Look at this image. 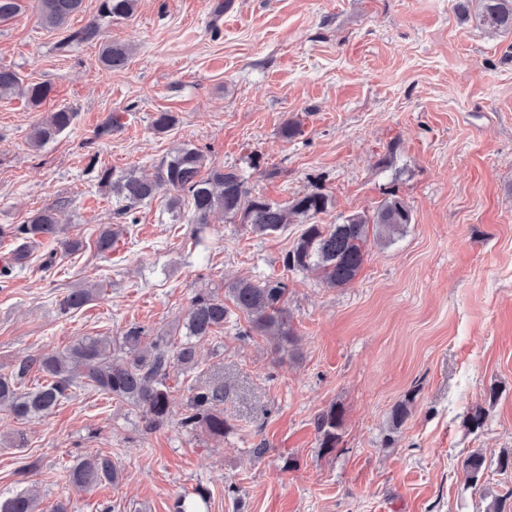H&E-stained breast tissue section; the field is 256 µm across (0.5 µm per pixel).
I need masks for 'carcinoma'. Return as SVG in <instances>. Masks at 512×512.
Masks as SVG:
<instances>
[{
  "label": "carcinoma",
  "instance_id": "cac0c4a2",
  "mask_svg": "<svg viewBox=\"0 0 512 512\" xmlns=\"http://www.w3.org/2000/svg\"><path fill=\"white\" fill-rule=\"evenodd\" d=\"M83 0H37L38 20L47 30L63 28L70 16L81 10ZM137 0H101L98 19L71 32L59 44L65 51L73 43H93L101 36L100 21L128 18L135 12ZM455 9L463 20L475 19L485 30L512 33V0H457ZM128 49L117 43L103 46L98 63L107 69L124 66ZM50 86L26 83L11 69L0 68V97L20 94L36 107L47 98ZM75 112L59 109L37 123L29 135L34 149L55 141L70 128ZM89 171L98 184L112 191L120 201L116 214L126 224H136L138 205L154 196L160 183L173 191L169 210L182 213L194 225L192 238L199 244L209 225V217L219 211L230 222L240 221L249 233L266 237L284 231L291 224L301 231L284 257L289 271H316L329 288L351 284L360 272L368 243L385 247L401 237L412 213L399 196L391 193L373 214H352L340 224H318L314 219L324 214L332 199L323 192L305 193L284 204L269 201L251 193L243 177L233 168L213 166L205 151L192 144L174 148L161 160L154 175L136 169L117 171L97 168L91 161ZM58 206L52 205L31 214L26 223L16 224L0 235L14 243V263H22L33 248L43 243H56L65 253L83 250L80 238L67 235V225L57 219ZM117 232L112 225L99 228L95 250L101 257L112 252ZM89 288H73L57 301L61 316H69L93 300ZM246 320L238 337L249 340L265 336L273 343L274 354L294 355L297 343L293 317L288 311V284L284 280L235 281L219 293L209 289L196 293L179 329V339L153 335L145 327L132 324L117 336H83L62 350L49 355L22 359L8 374H0V409L9 410L22 421L53 414L60 402L76 388L92 389L137 410L143 422L142 432H156L170 422L169 378L171 368L196 367L197 342L224 331V323L234 313ZM36 370L45 382L33 390L22 389L27 375ZM189 396L178 425L187 432L204 430L214 438H222L229 429L224 420V383L210 382L188 387ZM318 448L329 453L341 440V415L332 407L317 416ZM466 481L477 487L484 472V459L478 453L463 462ZM69 477L79 486H92L102 481L118 484V470L109 456H84L70 468ZM208 500V491L196 488L191 496H182L175 512H196L198 504ZM36 499L23 490L0 498V512H37Z\"/></svg>",
  "mask_w": 512,
  "mask_h": 512
}]
</instances>
